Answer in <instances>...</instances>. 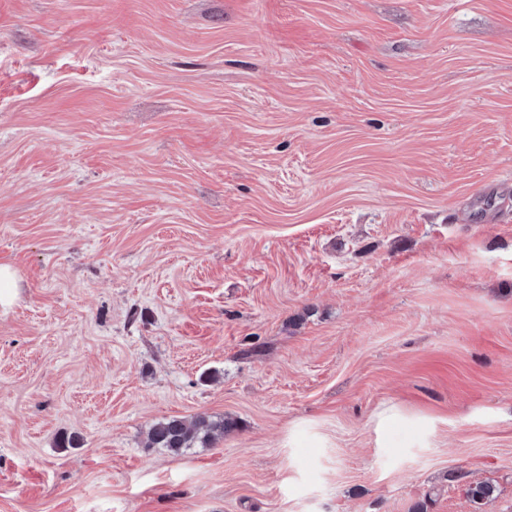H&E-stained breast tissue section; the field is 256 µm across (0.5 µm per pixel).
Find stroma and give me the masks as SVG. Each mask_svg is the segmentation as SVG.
<instances>
[{
  "label": "stroma",
  "instance_id": "35a3bbf8",
  "mask_svg": "<svg viewBox=\"0 0 512 512\" xmlns=\"http://www.w3.org/2000/svg\"><path fill=\"white\" fill-rule=\"evenodd\" d=\"M0 262V512H512V0H0ZM20 288L15 270L8 264H0V307L13 304ZM235 423L224 417L198 416L192 420L169 418L155 423L147 436V447L162 448L178 455L195 444L206 445L216 437L224 436Z\"/></svg>",
  "mask_w": 512,
  "mask_h": 512
}]
</instances>
